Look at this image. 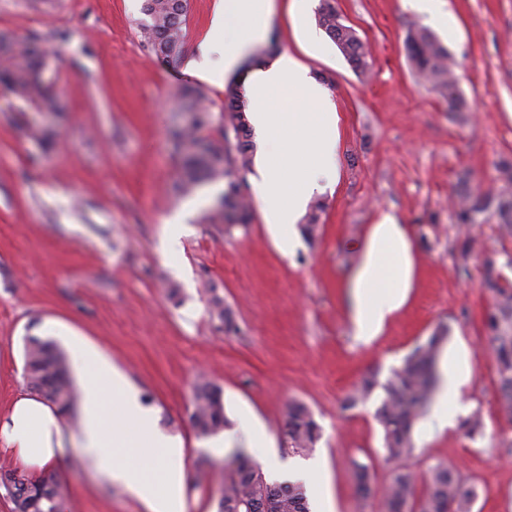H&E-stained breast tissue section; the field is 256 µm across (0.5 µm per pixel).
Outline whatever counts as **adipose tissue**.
I'll return each mask as SVG.
<instances>
[{
    "instance_id": "adipose-tissue-1",
    "label": "adipose tissue",
    "mask_w": 512,
    "mask_h": 512,
    "mask_svg": "<svg viewBox=\"0 0 512 512\" xmlns=\"http://www.w3.org/2000/svg\"><path fill=\"white\" fill-rule=\"evenodd\" d=\"M274 0H224L210 33L211 44L224 47V71L233 73L242 56L262 42ZM254 125L268 148L263 177L256 186L275 228L282 251L296 244V224L306 200L321 181L336 175L339 115L323 86L293 55L252 64L245 79ZM352 247L361 262L349 281L351 322L363 343L380 336L408 298L414 277L412 244L397 217L380 212L368 234ZM69 358L80 390L76 414L81 427L69 432L57 407L23 392L0 415V455L21 469L40 471L54 464L67 448H80L96 479L122 489L145 512H184V446L161 436L154 408L144 405L125 373L97 347L69 340ZM446 381L435 410L439 426L451 427L463 409L462 389L469 372L447 361ZM149 449L143 468L166 460L162 476L143 477V468L128 464L129 454Z\"/></svg>"
}]
</instances>
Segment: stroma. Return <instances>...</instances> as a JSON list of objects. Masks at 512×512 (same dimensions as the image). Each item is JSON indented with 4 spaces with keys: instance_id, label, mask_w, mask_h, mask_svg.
Here are the masks:
<instances>
[{
    "instance_id": "obj_1",
    "label": "stroma",
    "mask_w": 512,
    "mask_h": 512,
    "mask_svg": "<svg viewBox=\"0 0 512 512\" xmlns=\"http://www.w3.org/2000/svg\"><path fill=\"white\" fill-rule=\"evenodd\" d=\"M330 2L368 46L367 74L357 75L330 39L301 49L291 22L296 0H275L268 38L252 53L294 54L340 115L336 179L317 194L325 204L321 235L299 238L285 253L253 185L244 189L252 222L229 236L206 220L223 182L189 195L174 189L178 158L168 130L186 61H206L212 71L198 87L214 108L244 88L245 68L225 75L222 52L205 44L221 0H190L177 64L144 48L143 0H0V34L52 51L42 80L65 107L54 115L0 86V414L26 388L28 339L52 340L68 327L110 356L141 401L157 408L163 434L183 437L188 512H217V486L206 472L225 461L188 421L202 373L222 387L231 427L259 422L284 460L281 410L291 399L310 407L322 429L310 456L327 475L319 496L308 499L311 512L326 497L334 512H378L376 495H356L351 465L367 467L376 494L389 484L394 465L375 418L382 386L444 324L449 335L438 359L466 361L463 414H480L483 429L471 437L425 414L404 464L420 477L453 464L478 487L471 512H512V421L501 411L484 325L493 296L482 286L490 265L512 281V234L493 208L468 226L453 217L461 176L475 192L512 197L498 169L512 163V0H446L457 33L438 37L453 57L462 112L449 111L409 60L406 33L428 26L427 17L403 0ZM191 203L197 210L180 248L166 252L165 219ZM383 210L410 237L416 273L404 306L366 345L350 318L346 282L359 256L347 244L364 238ZM471 238L477 245L463 254ZM169 281L180 301L169 299ZM212 284L239 333L225 334L211 320ZM367 376L378 383L370 398L343 409ZM57 472L70 512H143L121 490L100 486L78 449H68Z\"/></svg>"
}]
</instances>
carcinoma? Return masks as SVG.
Segmentation results:
<instances>
[{
	"instance_id": "1",
	"label": "carcinoma",
	"mask_w": 512,
	"mask_h": 512,
	"mask_svg": "<svg viewBox=\"0 0 512 512\" xmlns=\"http://www.w3.org/2000/svg\"><path fill=\"white\" fill-rule=\"evenodd\" d=\"M189 11V0H144V19L138 27L144 46L167 62L179 60L185 51L183 28ZM319 26L336 44L352 69L359 75L368 70V52L355 29L343 23L329 0H321L317 11ZM405 45L416 74L448 99V109L462 112L466 103L450 71L448 47L426 28L408 30ZM50 51L37 41L20 46L0 35V83L17 97L33 102L46 112L59 108L58 96L40 80ZM201 92L183 85L176 92L177 111L183 121L171 131L173 149L180 159V172L175 189L190 193L200 185L222 180L224 194L210 212L211 221L225 227L251 222V208L243 188L251 171L256 152L252 128L246 115V102L234 95L220 109L222 137L204 139L200 131L214 121L213 108L202 104ZM496 206L503 227L512 229V198L462 191V201L455 213L457 223L474 224L478 214ZM323 204L310 205L300 229L310 241L320 232ZM502 275L493 267L485 272L483 287L495 296L487 319L490 343L498 364L501 407L506 418H512V291L501 284ZM210 315L224 325V332L237 333L239 328L230 307L209 287ZM448 339V326L439 325L426 341L417 344L404 358L401 368L384 385V397L376 410L383 431V447L388 460L396 464L392 479L379 501L380 512H405L415 505L418 512H471L477 499V487L464 482L456 469L448 464L434 466L417 490V478L402 465L413 451V426L429 409L435 390V365L438 354ZM24 374L30 392L39 395L69 419H75L78 391L69 375L65 354L51 340L32 338L25 347ZM377 382L367 377L344 401L354 408L369 398ZM190 424L200 437H208L224 429L228 418L222 388L208 377L199 376L192 387ZM282 433L295 454L311 452L321 439V427L313 412L302 401L291 399L282 411ZM217 477L222 497L218 512H237L242 504L260 502L263 489L272 490L270 512H309L305 487L299 482L274 483L264 479L258 463L239 453ZM352 478L357 495L368 499L373 495L367 468L353 466ZM10 503V512H63L66 490L56 472L38 474L26 484H12L0 478V490Z\"/></svg>"
}]
</instances>
